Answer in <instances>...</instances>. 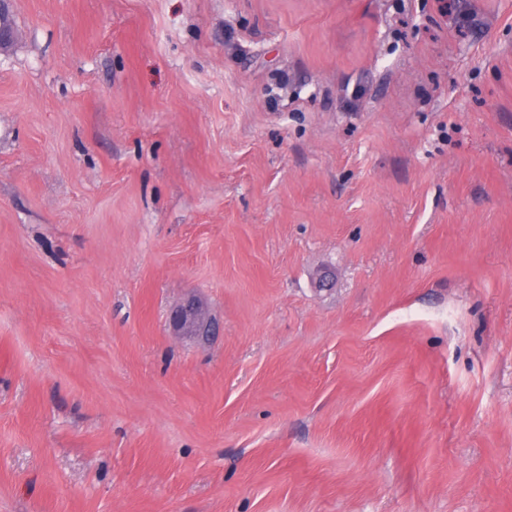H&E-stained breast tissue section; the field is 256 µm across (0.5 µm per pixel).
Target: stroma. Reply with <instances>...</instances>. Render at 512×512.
<instances>
[{
  "mask_svg": "<svg viewBox=\"0 0 512 512\" xmlns=\"http://www.w3.org/2000/svg\"><path fill=\"white\" fill-rule=\"evenodd\" d=\"M11 20L0 512H512V0ZM174 321L177 327L190 329L197 336L207 337L212 332L211 322L205 319L193 300L186 301L176 310Z\"/></svg>",
  "mask_w": 512,
  "mask_h": 512,
  "instance_id": "35a3bbf8",
  "label": "stroma"
}]
</instances>
